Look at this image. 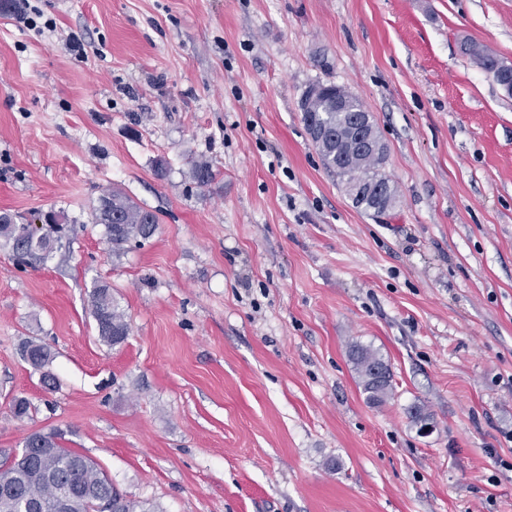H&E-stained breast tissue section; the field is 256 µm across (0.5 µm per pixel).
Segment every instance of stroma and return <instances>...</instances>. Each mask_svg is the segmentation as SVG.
<instances>
[{
    "mask_svg": "<svg viewBox=\"0 0 512 512\" xmlns=\"http://www.w3.org/2000/svg\"><path fill=\"white\" fill-rule=\"evenodd\" d=\"M466 39L512 64V0H10L0 210L70 231L28 266L0 249V451L61 430L162 512H512V97ZM317 82L386 145L382 217L310 139ZM112 187L160 219L117 255ZM353 342L391 367L383 405ZM91 309L96 320L99 336L110 345L123 343L129 330L126 315L119 310L112 289L96 284L91 294Z\"/></svg>",
    "mask_w": 512,
    "mask_h": 512,
    "instance_id": "obj_1",
    "label": "stroma"
}]
</instances>
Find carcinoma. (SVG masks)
Masks as SVG:
<instances>
[{
  "label": "carcinoma",
  "instance_id": "cac0c4a2",
  "mask_svg": "<svg viewBox=\"0 0 512 512\" xmlns=\"http://www.w3.org/2000/svg\"><path fill=\"white\" fill-rule=\"evenodd\" d=\"M462 51L484 70L492 60V55L475 42L464 43ZM313 87L320 88V93L310 100L312 111L302 113V119L308 128L319 125L326 129L324 140L315 144L326 170L342 184L351 180L371 184L388 179L384 172L386 155H361L358 143L348 136L352 117L365 111L362 101L335 84L317 82ZM192 177L198 185L206 186L215 180L216 172L210 165L199 163L193 167ZM95 219L105 226L114 254L133 241L151 238L159 224L155 211L138 205L117 188L100 197ZM63 230L59 216L52 212L39 232L28 224L16 223L12 214L0 212V247L8 249L22 263L45 258L61 241ZM91 309L98 334L105 342L118 345L126 340L129 324L109 286L94 285ZM349 356L367 400L382 404L390 398L392 373L384 359L371 348L358 344L349 346ZM24 359L42 369L50 363L51 352L47 346L31 340L24 347ZM61 437L58 430L31 433L24 439L21 451L0 458V489L11 490L9 498H0V512H29L30 505L39 506L40 512H55L62 498L67 499V512H96L94 501L104 499L112 500V512H159L153 502L132 500L120 494L97 463L62 447ZM43 448H52L54 452L43 454Z\"/></svg>",
  "mask_w": 512,
  "mask_h": 512
}]
</instances>
